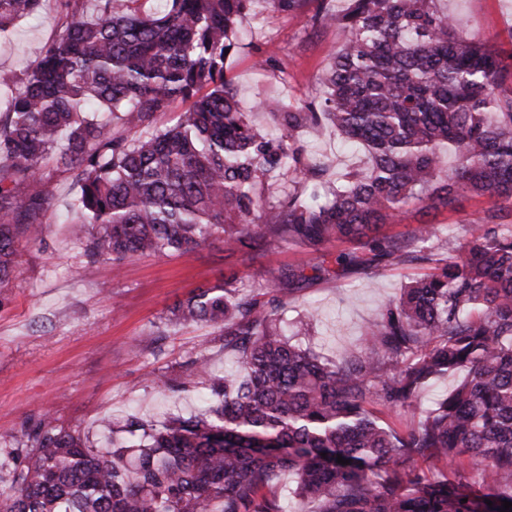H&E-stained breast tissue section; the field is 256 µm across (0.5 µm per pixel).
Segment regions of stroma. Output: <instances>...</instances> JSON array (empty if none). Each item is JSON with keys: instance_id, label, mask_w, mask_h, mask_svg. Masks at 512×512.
<instances>
[{"instance_id": "obj_1", "label": "stroma", "mask_w": 512, "mask_h": 512, "mask_svg": "<svg viewBox=\"0 0 512 512\" xmlns=\"http://www.w3.org/2000/svg\"><path fill=\"white\" fill-rule=\"evenodd\" d=\"M446 2L460 38L512 52V0ZM343 4L305 0L299 11L284 13L258 0L255 16L240 26L239 49L225 60L224 75L241 110L263 133L279 135L281 125L259 110L261 99H279L290 112L322 104L325 67L343 36L318 16ZM56 13V0H43L38 15L19 20L0 39V77L21 73L38 60L58 34ZM297 143L309 156L327 159L334 174L365 161L361 146L331 129L319 136L299 134ZM33 189L49 195L51 220L40 241L23 245L22 275L0 288V448L21 454L27 450L23 431L46 409L64 429L88 434L97 448L107 444L96 430L101 417L160 421L171 414H198L211 378L233 370L236 358L208 324L165 325L169 308L197 286L219 283L232 273L245 284L263 286L282 299L286 329L301 321L311 324L310 335L299 339L302 346L336 358L358 342L363 328L406 283L428 271L426 265L407 262L376 275L354 271L334 277L330 271L337 251H352V244L328 247L320 255L274 243L251 258L229 250L219 237L185 252L128 260L116 274L110 264L87 258L83 244L69 233L70 174L46 170ZM497 205L496 199L470 195L459 197L451 209L411 205L384 233L400 237L417 225L432 224L437 229L433 245L450 251L465 240L468 226L481 223ZM318 263L324 272L301 288L279 285L281 269ZM201 356L208 358L209 371L196 388L175 393L158 388L161 380L180 386Z\"/></svg>"}]
</instances>
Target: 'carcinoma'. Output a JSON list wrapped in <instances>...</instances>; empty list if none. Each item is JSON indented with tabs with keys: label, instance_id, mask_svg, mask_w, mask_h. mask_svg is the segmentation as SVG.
I'll list each match as a JSON object with an SVG mask.
<instances>
[{
	"label": "carcinoma",
	"instance_id": "carcinoma-1",
	"mask_svg": "<svg viewBox=\"0 0 512 512\" xmlns=\"http://www.w3.org/2000/svg\"><path fill=\"white\" fill-rule=\"evenodd\" d=\"M60 2V37L3 80L0 287L22 275L21 243L49 221L48 198L28 191L49 165L73 177L72 234L115 271L222 233L247 254L282 242L372 253L339 254L338 274L405 262L429 272L337 361L291 343L280 300L235 274L193 289L167 322L213 325L237 358L212 379L211 407L122 428L104 418L98 432L137 436L110 449L45 411L24 431L29 452L0 448V512H287L275 488L283 473L317 512H500L512 502V63L459 39L438 0H346L320 16L343 33L322 111L262 100L281 118L270 137L224 77L255 0H165L161 12L96 0L94 18L85 0ZM40 7L0 0V35ZM179 100L188 108L176 123L158 126ZM99 112L120 113L121 129ZM328 127L368 156L334 183L295 139ZM287 173L293 188L267 197L266 179ZM468 194L507 207L472 226L455 257L430 245L432 224L401 241L380 235L411 204L451 208ZM449 376L454 387L420 408L422 391ZM396 408L402 428L380 417Z\"/></svg>",
	"mask_w": 512,
	"mask_h": 512
}]
</instances>
